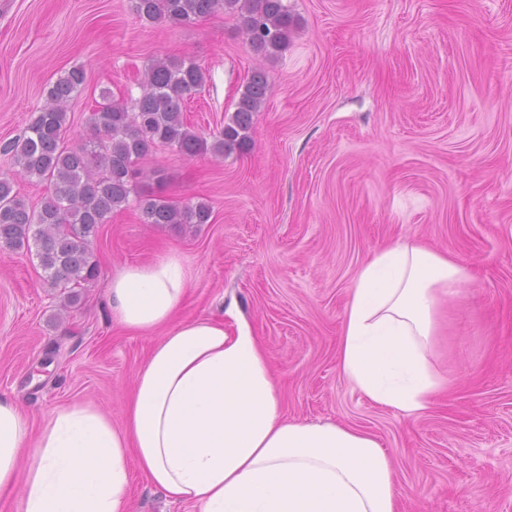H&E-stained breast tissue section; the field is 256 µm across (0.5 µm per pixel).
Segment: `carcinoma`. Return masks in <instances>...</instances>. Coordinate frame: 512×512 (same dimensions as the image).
<instances>
[{"label":"carcinoma","mask_w":512,"mask_h":512,"mask_svg":"<svg viewBox=\"0 0 512 512\" xmlns=\"http://www.w3.org/2000/svg\"><path fill=\"white\" fill-rule=\"evenodd\" d=\"M138 16L178 27L216 12L234 16L253 51L266 60L288 45L294 17L285 0H134ZM85 81L82 68L57 78L46 102L22 136L9 143L16 173L49 182L52 192L40 209L29 207L14 189V176L0 174V245L35 251L44 281L53 287L93 281L98 266L91 244L100 226L135 196L145 224L178 227L208 224L204 202L176 204L161 195L139 191L143 172L138 162L163 146L187 157L201 153L224 156L246 152L252 118L265 102L269 85L261 70L243 86L234 115L209 141L193 131L184 117L186 103L205 82L202 68L187 57L152 61L137 99H115L101 91L93 111L95 137L65 145L67 106Z\"/></svg>","instance_id":"carcinoma-1"}]
</instances>
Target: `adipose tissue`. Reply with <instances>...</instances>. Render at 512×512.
I'll return each mask as SVG.
<instances>
[{"label": "adipose tissue", "mask_w": 512, "mask_h": 512, "mask_svg": "<svg viewBox=\"0 0 512 512\" xmlns=\"http://www.w3.org/2000/svg\"><path fill=\"white\" fill-rule=\"evenodd\" d=\"M465 278L450 256L417 241L375 251L354 276L343 316L338 360L353 388L409 415L447 389L431 363L437 309ZM189 283L171 255L125 266L108 284L118 324L165 331L138 369L122 425L74 401L50 409L34 434L19 404L0 398V492L17 491L18 512H130L135 468L190 512H400L379 440L286 420L247 322L178 319Z\"/></svg>", "instance_id": "ef3b65f1"}]
</instances>
